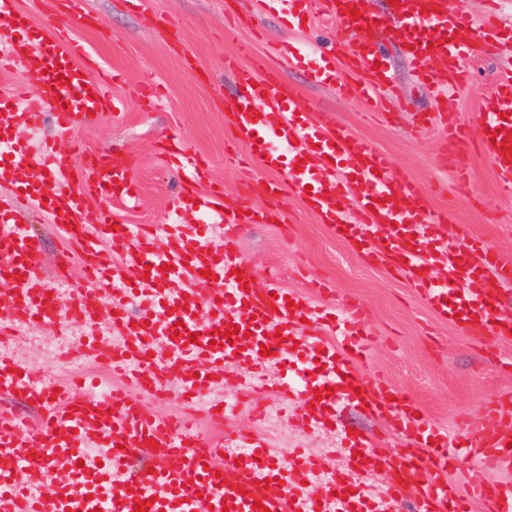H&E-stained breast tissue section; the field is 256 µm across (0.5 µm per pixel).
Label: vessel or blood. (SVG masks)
Returning <instances> with one entry per match:
<instances>
[{
	"instance_id": "obj_1",
	"label": "vessel or blood",
	"mask_w": 512,
	"mask_h": 512,
	"mask_svg": "<svg viewBox=\"0 0 512 512\" xmlns=\"http://www.w3.org/2000/svg\"><path fill=\"white\" fill-rule=\"evenodd\" d=\"M322 2L341 22L342 35L315 79L334 78L336 64H343L358 74L369 107L386 114L390 74L377 65L370 39L373 18H350L361 0ZM392 13L401 23V47L443 90V152L456 159L460 146L477 139L501 188L511 193L512 150L503 144L512 130V69L500 75V92L485 100L478 132L447 112L454 91L467 80L458 56L495 49L496 16L477 22L452 14L447 0H400ZM81 51L62 31L27 58L0 54L1 72L19 65L41 85L37 96L27 95L21 84L0 88V183L14 189L13 196L0 198V282L11 286L18 315L39 312L45 320L60 319L40 272V242L18 222L21 206H44L58 231L56 272L67 280L71 301L84 305L103 293L114 311L139 306L135 321L121 323L125 340L101 351L131 388L96 395L75 377L63 383L37 380L19 360L0 354V393L33 400L38 411L33 422L0 412V458L13 470H38L37 478L26 483L0 472V512H96L104 499L112 503V512H134L139 505L144 512H261L265 507L270 512H378L375 498L349 489L339 476L327 496L304 490V482L321 467V452L296 448L283 456L257 438L250 443L251 453L240 459L225 452L224 438L205 440L194 428L144 412L137 395L161 391L163 360L157 351L166 346L176 350L189 393L213 394L229 372L240 401L254 400L269 387L283 405L302 397L310 428L327 426L341 398L386 419L405 449L379 448L371 438L351 433L341 436L340 445L351 455L352 471H391V495L418 484L412 512H468L472 499L483 512H512V486L484 482L464 492L448 477L450 470L468 465L512 471V415L499 402L488 403L480 415L459 417L452 429L429 427L415 404L393 399L383 379L359 376L357 366L371 343L359 307L350 306L335 321L303 296L286 297L276 272L255 275L232 235L216 245L207 233L189 235L174 224L116 227L105 211L87 209L89 197L108 202L121 192L133 198L131 160L86 152L75 163L49 142L30 155L15 128L37 129L43 113L50 112L65 136L89 117L102 118L115 109L109 80L73 68ZM438 59L445 69L434 68ZM229 67L239 90L231 117L246 153L268 171L283 170L280 152L269 144L274 137L293 145L303 162L301 171H287V184H273L274 192L303 193L308 208L339 236L365 243L374 259L394 261L435 314L462 334L478 337L489 327L497 338H512V321L497 317L495 286L512 278V259L492 250L477 257L470 245L452 250L437 245L436 231L447 223L446 213L427 205L424 190L395 176L385 155L343 127L327 129L314 112L299 113L295 94L262 60L233 61ZM164 153L192 180L203 178L199 159L183 146H169ZM334 161L345 162L347 176H317V168ZM35 166L45 171L36 181L30 178ZM192 200L201 214L238 227L270 219L266 213L251 214L246 202L225 210L220 189L179 196L176 205L182 208ZM161 238L166 244L160 248ZM75 262L84 268L79 280L69 274ZM232 325L238 332L228 344L223 333ZM271 351L280 360L297 351L310 356V376L296 384L284 377L269 380ZM64 466L75 468L78 486H56V470ZM270 481L281 483V490L267 489Z\"/></svg>"
}]
</instances>
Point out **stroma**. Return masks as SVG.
I'll use <instances>...</instances> for the list:
<instances>
[{
	"mask_svg": "<svg viewBox=\"0 0 512 512\" xmlns=\"http://www.w3.org/2000/svg\"><path fill=\"white\" fill-rule=\"evenodd\" d=\"M56 0H18L30 15V29L17 31L0 25V52L20 55L36 36L53 35L67 27L98 67L112 77V92L123 99L117 115L78 125L72 136L58 135L52 116L27 137L29 151L43 141H57L68 150L79 141L85 150L125 156L135 163L139 190L136 204L114 198L107 209L120 224H197L198 218L173 210L183 181L161 155L164 144L180 141L198 154L207 167L202 189L224 190L225 208H235L243 190L251 203L267 206L264 188L269 181L285 180L249 159L238 142L230 114L235 102V80L225 59L250 49L261 56L283 83L297 95L299 111H316L325 126L341 125L368 145L387 154L396 175L415 182L426 192L433 209L446 212L441 235L449 243L481 241L512 256V193L504 192L487 157L474 145L463 147L461 161L475 181L461 187L440 151V134L433 114L438 93L396 48L392 27L386 22L389 0H363L365 10L380 18L374 42L384 51L392 77V110L378 121L366 119L361 93L348 94L341 81L355 82L347 70L334 81H314L318 54L330 47L340 24L324 7L311 5L306 22L289 24L266 0H146L137 9L127 0H80L70 19H61ZM297 45L305 51L303 67L286 64L277 49ZM459 63L470 73L469 83L457 93L454 106L459 122L475 124L481 103L490 95L501 71L512 67V45L487 54H469ZM155 85L162 104L144 108L136 95L141 85ZM224 93L215 96L213 88ZM282 220L251 224L238 232L240 249L256 274L277 270L283 288L299 292L322 308L343 313L355 300L366 309L369 328L377 341L359 370L363 377L386 378L399 399H410L426 419L451 427L464 413L479 412L492 399L512 411V339L476 341L458 335L434 316L410 282L387 263H371L354 244L338 238L329 225L319 222L303 195L279 201ZM21 222L29 225L42 245L40 271L52 277L58 256V235L44 211H28ZM57 324L37 322L35 340L15 354L36 377L59 375L55 358L40 339L54 335ZM302 400L280 416L268 434L272 448H332L343 431H358L386 448L398 447L390 426L361 408L342 405L334 427L308 431L301 419Z\"/></svg>",
	"mask_w": 512,
	"mask_h": 512,
	"instance_id": "35a3bbf8",
	"label": "stroma"
}]
</instances>
